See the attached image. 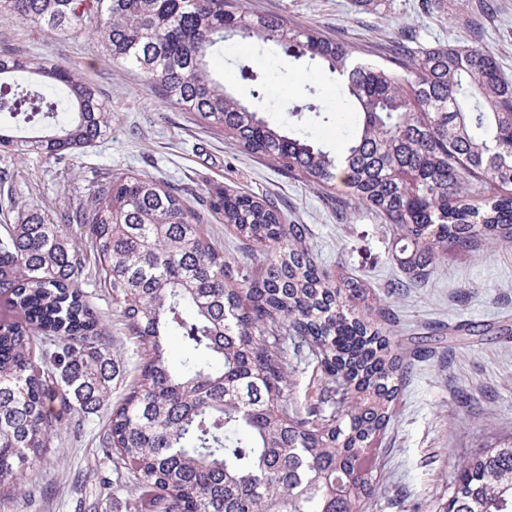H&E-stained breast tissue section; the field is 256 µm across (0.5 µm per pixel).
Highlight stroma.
Segmentation results:
<instances>
[{
	"mask_svg": "<svg viewBox=\"0 0 512 512\" xmlns=\"http://www.w3.org/2000/svg\"><path fill=\"white\" fill-rule=\"evenodd\" d=\"M247 3L318 26L363 51L404 28L426 45L474 40L512 76V0H493L478 38L468 29L461 0H448L447 12L427 16L406 0L378 14L359 11L355 0ZM0 47L65 66L92 83L112 109L111 132L71 161L0 151V170L13 175L9 190L0 191V225L13 223L17 211L33 205L46 210L83 205L91 182L118 173L174 185L194 206L218 185L273 195L288 223L307 225L306 244L331 274L363 280L373 311L395 313L389 337L404 356L405 370L395 380L391 419L367 453L374 489L370 512H438L460 468L512 437V242L449 244L437 255L431 278L409 287V274L394 258L396 237L374 213L355 211L337 221L335 205L320 190L288 178L266 159L238 153L223 135L161 102L136 72L109 61L96 39H57L0 18ZM211 64L244 99L251 86L241 80V68L266 77L262 117L308 132L324 150L335 151L333 125L300 122L290 114L293 106L309 101L335 110L336 84L328 72L285 57L274 43L234 37L214 47ZM91 294L120 366L110 397L116 405L139 375L140 351L107 294L99 288ZM459 322L475 326L477 335L450 337L449 326ZM326 385L317 360L309 358L289 370L285 395L300 405L319 399ZM107 418L104 411L89 417L71 412L36 473L23 485L0 486V512H133L139 495L133 474L99 446Z\"/></svg>",
	"mask_w": 512,
	"mask_h": 512,
	"instance_id": "obj_1",
	"label": "stroma"
}]
</instances>
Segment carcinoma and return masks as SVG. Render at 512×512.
Masks as SVG:
<instances>
[{
	"mask_svg": "<svg viewBox=\"0 0 512 512\" xmlns=\"http://www.w3.org/2000/svg\"><path fill=\"white\" fill-rule=\"evenodd\" d=\"M0 18L97 38L113 63L241 153L328 196L342 190L347 208L396 227L397 259L416 279L450 239L512 242V77L477 45L414 47L401 33L375 62L245 0H0ZM226 32L336 78L339 102L323 117L336 153L224 87L209 57ZM240 75L262 100L265 80ZM111 129L88 82L0 49V150L63 160ZM212 218L234 229L244 260L226 258ZM305 239L270 199L217 187L198 209L135 173L93 183L84 207L20 211L0 228V295L20 314L0 322V486L40 466L70 409L89 416L109 400L119 366L83 288L92 269L144 353L102 434L137 480L135 512H364L373 489L362 460L390 419L403 358L366 317L365 285L333 280ZM286 335L301 341L291 355ZM304 353L328 386L298 407L283 392ZM439 512H512V442L473 457Z\"/></svg>",
	"mask_w": 512,
	"mask_h": 512,
	"instance_id": "1",
	"label": "carcinoma"
}]
</instances>
